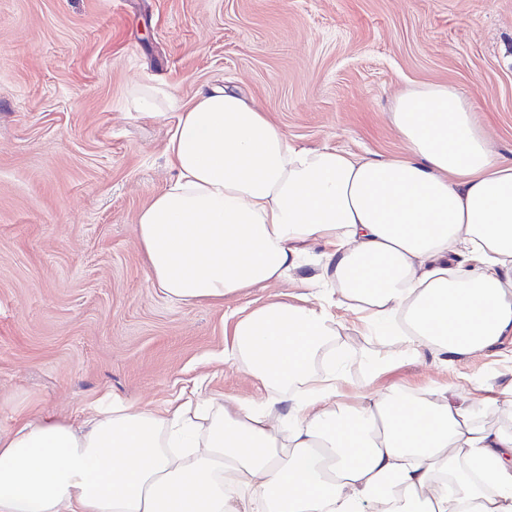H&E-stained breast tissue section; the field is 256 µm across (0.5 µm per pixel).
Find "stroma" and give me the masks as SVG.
I'll return each mask as SVG.
<instances>
[{
    "instance_id": "1",
    "label": "stroma",
    "mask_w": 512,
    "mask_h": 512,
    "mask_svg": "<svg viewBox=\"0 0 512 512\" xmlns=\"http://www.w3.org/2000/svg\"><path fill=\"white\" fill-rule=\"evenodd\" d=\"M233 87L292 142L402 155L394 99L447 84L512 159V0H0V430L79 420L105 398L154 410L197 392L261 399L225 359L235 322L298 302L301 274L223 304L168 299L146 279L137 217L174 178L165 147L181 110ZM344 400L362 389L467 400L512 385V335L365 381L386 353L335 308Z\"/></svg>"
}]
</instances>
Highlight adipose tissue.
Returning a JSON list of instances; mask_svg holds the SVG:
<instances>
[{"label": "adipose tissue", "instance_id": "obj_1", "mask_svg": "<svg viewBox=\"0 0 512 512\" xmlns=\"http://www.w3.org/2000/svg\"><path fill=\"white\" fill-rule=\"evenodd\" d=\"M389 118L404 155L364 159L295 147L224 87L199 93L166 145L176 176L137 218L149 284L220 303L314 251L330 287L235 323L262 400L115 401L0 430V512H512V427L474 421L490 400L434 387L340 403L336 303L397 341L365 359L371 379L512 334V161L455 88L408 89Z\"/></svg>", "mask_w": 512, "mask_h": 512}]
</instances>
